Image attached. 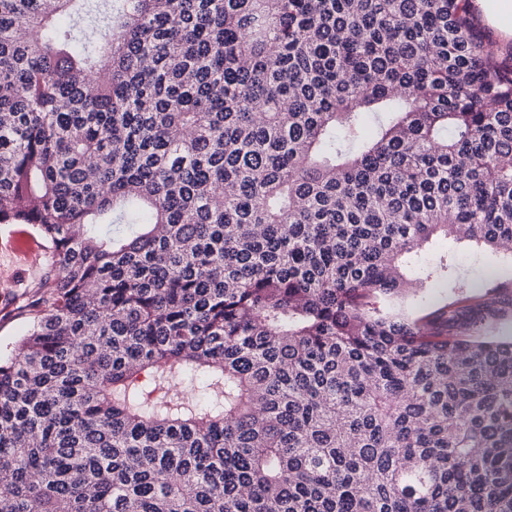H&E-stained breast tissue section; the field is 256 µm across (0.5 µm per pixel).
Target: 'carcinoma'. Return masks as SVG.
<instances>
[{
  "mask_svg": "<svg viewBox=\"0 0 512 512\" xmlns=\"http://www.w3.org/2000/svg\"><path fill=\"white\" fill-rule=\"evenodd\" d=\"M0 224V512H512V282L411 268L512 259L471 0H0ZM13 225L0 224V346L12 345L26 331L21 312L34 297V281L50 263L49 251L27 256L18 250L11 238ZM2 296L8 299L2 301ZM436 248L447 250L450 248L455 254L456 265L461 275L469 280H480L489 270L495 269L505 280H512V265L510 261H501L484 254L474 252L464 244H456L452 241L437 243ZM489 263H494L491 266Z\"/></svg>",
  "mask_w": 512,
  "mask_h": 512,
  "instance_id": "cac0c4a2",
  "label": "carcinoma"
}]
</instances>
